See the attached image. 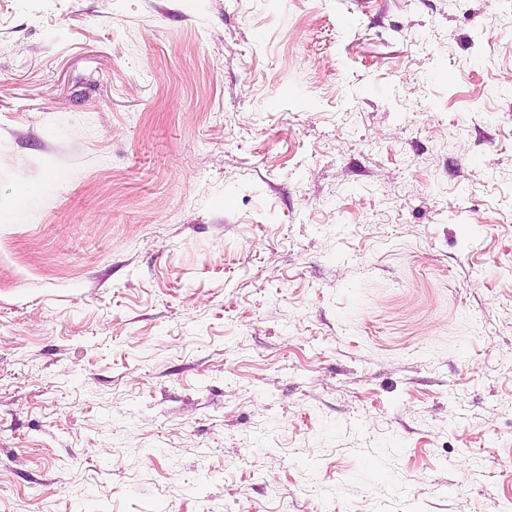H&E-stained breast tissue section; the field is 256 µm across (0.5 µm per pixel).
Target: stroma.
Here are the masks:
<instances>
[{
	"label": "stroma",
	"instance_id": "1",
	"mask_svg": "<svg viewBox=\"0 0 512 512\" xmlns=\"http://www.w3.org/2000/svg\"><path fill=\"white\" fill-rule=\"evenodd\" d=\"M498 504L512 0H0V512Z\"/></svg>",
	"mask_w": 512,
	"mask_h": 512
}]
</instances>
